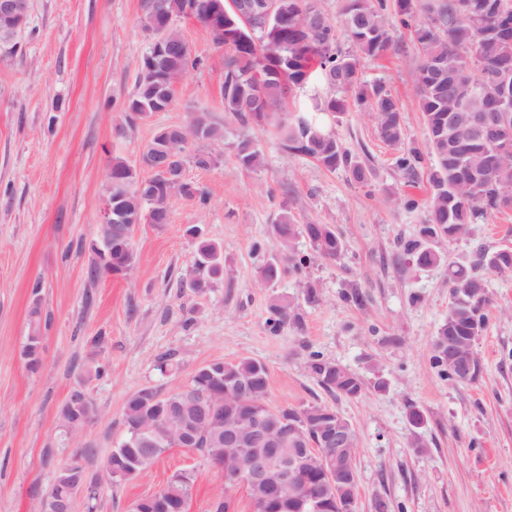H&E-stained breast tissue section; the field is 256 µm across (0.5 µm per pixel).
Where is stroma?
I'll return each instance as SVG.
<instances>
[{"instance_id":"35a3bbf8","label":"stroma","mask_w":512,"mask_h":512,"mask_svg":"<svg viewBox=\"0 0 512 512\" xmlns=\"http://www.w3.org/2000/svg\"><path fill=\"white\" fill-rule=\"evenodd\" d=\"M141 4L29 0L15 49L0 50V512H39L57 470L79 449H96L86 467L97 473L122 438L124 405L134 392L172 391L203 364L240 358L266 365L270 406L324 403L351 423L358 437L357 512H512V278L485 272L491 302L476 346L478 377L448 380L431 362L433 338L448 318L445 269L408 268L399 257L427 216L430 160L404 175L398 150L353 110L330 129L372 170L369 183L286 156L260 130L228 120L220 95L224 49L185 17L175 26L202 64L177 83L167 111L118 134L120 107L134 91L148 47ZM390 35L391 51L362 59L360 76L403 103L405 144L421 149L427 135L413 82L419 55L407 29L391 23ZM194 112L224 127L223 139L209 145L219 165L185 168L186 179L207 191V204L174 198L169 223L135 225L138 260L129 277L88 282L109 161L136 164L159 129L185 123ZM245 135L261 153L250 171L234 158ZM408 197L414 209L405 208ZM286 207L299 221L333 225L345 250L270 285L260 270L274 252L271 227ZM190 224L224 254L223 277L200 293L183 286L197 258L184 234ZM478 244L512 248V212L478 220L464 239L431 242L444 259L464 264ZM306 283L317 290L316 304L301 301ZM357 292L364 305L353 302ZM276 296L300 300L301 322L273 333L266 319ZM37 297L52 322L41 366L32 372L21 351ZM97 335L104 343L95 350ZM314 351L357 373L362 396L327 393L308 368ZM164 352L179 362L165 376L156 368ZM98 364L103 375L88 377V367ZM78 387L97 416L75 436L62 427L59 411ZM413 406L424 417L418 428L408 418ZM188 470L196 474L188 512H209L224 493L235 512H250L244 488L226 490L223 475L184 448L169 449L133 481L103 484L96 500L77 497L73 510L126 512Z\"/></svg>"}]
</instances>
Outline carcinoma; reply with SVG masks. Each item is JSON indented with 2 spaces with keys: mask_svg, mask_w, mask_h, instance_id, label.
<instances>
[{
  "mask_svg": "<svg viewBox=\"0 0 512 512\" xmlns=\"http://www.w3.org/2000/svg\"><path fill=\"white\" fill-rule=\"evenodd\" d=\"M482 0H433L423 7L424 17L415 18V0H396L401 22L410 28L418 50L420 63L414 72L418 106L423 113L427 130V151L433 163L428 179L432 188L428 215L422 226L425 239L446 238L457 241L470 233V226L488 214L512 211V152L500 155L494 169L482 175L485 156L493 146L485 140L470 139V116L474 112H491L512 132V107L500 111L494 100L496 89L512 88V32L508 38L486 33L479 11ZM198 21L215 36V44L226 51V65L222 98L224 113L243 128L259 127L268 131L283 152L309 158L322 168L334 171L344 169L350 177L365 184L372 171L346 150L321 121V115L338 118L353 104L375 120L380 139L392 148L403 144L404 128L400 103L380 84L368 85L359 75L360 59L375 58L391 48L390 36L383 18V0H347L345 7V34L351 50L343 52L337 45L336 27L325 17L318 0H200ZM186 0H144L143 29L166 19L172 21L186 16ZM282 16L276 25L267 21L269 13ZM467 59L475 74L486 78L487 90L471 97L466 103L457 100L455 87L448 78L437 79L432 67L439 62L453 65ZM153 61L163 80L146 81L139 74L135 90L122 106L125 125L131 129L135 119L145 111L159 112L175 100L174 83L183 74L202 62L198 51L185 42L178 30L166 27L164 49L153 58H143L142 66ZM321 78L326 84L352 94V101L331 97L317 100L296 115L282 111L292 92L311 77ZM183 138H169L157 133L142 151V162L152 166L157 154L176 157L170 176L160 172L147 177L151 182L152 198L139 196L140 178L124 160L115 158L112 169V219L118 224L137 223L145 209L159 214L161 223H169L170 198L177 192L182 196L207 201V194L198 185L183 179L186 162L196 168L209 170L219 163V156L207 143L223 137L221 128L208 116H191L181 125ZM260 151L253 141H238L235 161L239 167L252 170L260 164ZM421 153L410 149L397 159L398 167L412 175ZM195 243L200 257L199 266L207 276L192 275L186 286L203 292L209 279L224 274V256L220 247L200 236L199 229L185 230ZM274 242L288 241V254L261 269V277L271 283L285 274L299 273L309 260L298 253L294 244L300 238L307 241L315 255L323 260H335L344 250V242L330 224L312 221L300 223L290 209H283L278 222L271 227ZM91 258L86 267L87 279L99 281L110 276L127 277L136 263L133 235L112 237V242L97 238L90 246ZM405 255L415 259L421 267H435L444 263L442 257L419 241L404 244ZM496 273L512 274V248L481 249L470 266L448 262V284L451 288L450 305L456 317L442 323L436 336L452 334L478 341L487 324L486 308L489 292L487 281L476 273L488 264ZM41 281L33 284L35 296L29 312V332L21 355L29 370L41 365L38 346L51 317L44 312ZM266 320L272 332H278L287 323L300 322L298 304L293 299L278 298L269 307ZM308 367L318 382L329 392L344 399H356L364 391L363 381L346 366L333 363L318 353L310 354ZM249 379L269 391V374L264 364L250 358L235 361H216L205 364L191 375L187 384L162 394L154 388H143L133 393L125 404L126 432L117 448L110 453L112 475L109 483L138 478L167 449L175 447L178 425L165 420V408L180 404L188 394L211 404L214 417L209 426L198 432L195 451L205 463L213 457L224 458V448L218 439L224 437L225 418L248 419L254 411L276 419L302 421L301 414L314 410L330 412L333 417L347 422L334 408L311 404L302 408L256 405L251 408L226 399V393L235 389L241 379ZM84 402L83 416L92 421L97 408L83 390L71 392L59 412V419L67 422L78 412V403ZM143 410L149 420V430L138 431L139 422L133 413ZM193 489V478L179 472L171 476L157 491L163 501L149 504L142 512H183Z\"/></svg>",
  "mask_w": 512,
  "mask_h": 512,
  "instance_id": "obj_1",
  "label": "carcinoma"
}]
</instances>
